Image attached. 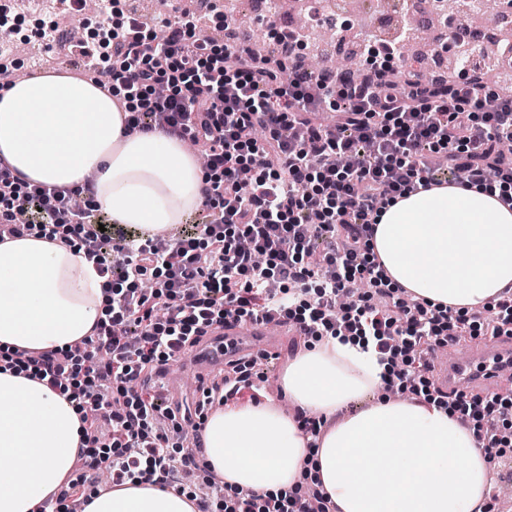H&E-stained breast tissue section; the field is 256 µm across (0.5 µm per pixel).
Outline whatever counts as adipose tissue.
<instances>
[{"label": "adipose tissue", "mask_w": 512, "mask_h": 512, "mask_svg": "<svg viewBox=\"0 0 512 512\" xmlns=\"http://www.w3.org/2000/svg\"><path fill=\"white\" fill-rule=\"evenodd\" d=\"M125 112L96 85L33 75L0 91V156L31 184L94 180L114 223L147 235L184 221L204 201L203 171L183 141L159 129L124 132ZM393 286L470 311L512 286V209L498 191L448 184L386 204L371 239ZM101 277L74 248L36 234L0 243V512H38L66 483L85 424L45 382L8 369L15 351L65 350L107 317ZM354 335L326 336L280 377L290 407L335 417L319 439L287 409H215L201 430L205 462L230 491L276 495L317 483L336 512H483L488 456L470 427L433 402L379 399L345 406L387 374ZM83 512H197L186 493L128 481L85 495Z\"/></svg>", "instance_id": "obj_1"}]
</instances>
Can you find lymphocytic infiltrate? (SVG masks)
Listing matches in <instances>:
<instances>
[{
	"instance_id": "f902f5d3",
	"label": "lymphocytic infiltrate",
	"mask_w": 512,
	"mask_h": 512,
	"mask_svg": "<svg viewBox=\"0 0 512 512\" xmlns=\"http://www.w3.org/2000/svg\"><path fill=\"white\" fill-rule=\"evenodd\" d=\"M162 38L143 19H103L77 41L82 76L116 93L127 132L160 128L199 145L207 156L204 208L170 237L111 233L90 186L23 184L0 158V241L38 231L77 247L112 295V314L77 350L22 353L21 368L70 391L96 433L111 410V438L84 457L70 486L79 497L86 473L108 463L113 485L129 480L172 485L196 465L193 452L169 448L180 426L153 424L162 398L156 371L179 360L206 331L227 321L294 324L304 336L356 332L381 357L399 361L386 379L400 394L435 395L427 356L475 335L512 334V289L494 304L461 314L427 300L404 302L370 258L383 203L438 185L431 158L463 171L466 186L501 189L512 208V95L473 80L451 91L421 84L377 86L332 71L285 68L203 36L191 11L165 7ZM334 112V125L316 122ZM250 367L203 391L200 410L229 400L256 401ZM450 401L482 443L505 448L512 392L456 393ZM309 495L257 500L216 493L201 512H307Z\"/></svg>"
}]
</instances>
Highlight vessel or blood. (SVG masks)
Returning a JSON list of instances; mask_svg holds the SVG:
<instances>
[{
	"label": "vessel or blood",
	"instance_id": "vessel-or-blood-1",
	"mask_svg": "<svg viewBox=\"0 0 512 512\" xmlns=\"http://www.w3.org/2000/svg\"><path fill=\"white\" fill-rule=\"evenodd\" d=\"M285 322H227L208 330L194 347L192 371L203 379H213L218 369L232 371L244 358L276 352L280 339L295 335ZM435 386L445 392L487 395L499 391L503 381L512 379V336L472 345L465 360L456 364L438 360L432 365Z\"/></svg>",
	"mask_w": 512,
	"mask_h": 512
}]
</instances>
